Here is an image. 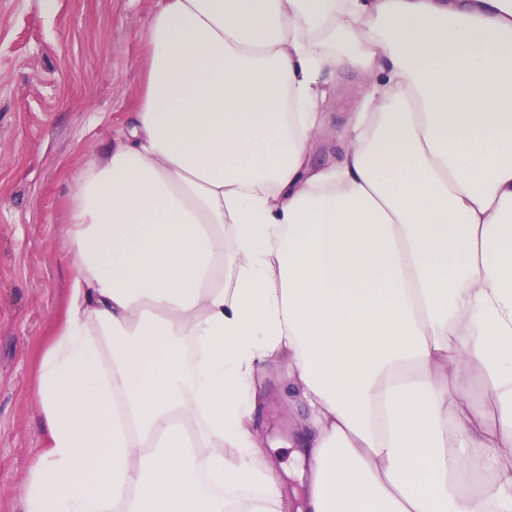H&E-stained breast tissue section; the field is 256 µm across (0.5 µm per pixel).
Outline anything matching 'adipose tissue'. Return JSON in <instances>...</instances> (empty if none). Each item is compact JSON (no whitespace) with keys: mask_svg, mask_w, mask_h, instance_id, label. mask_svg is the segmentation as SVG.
Returning a JSON list of instances; mask_svg holds the SVG:
<instances>
[{"mask_svg":"<svg viewBox=\"0 0 512 512\" xmlns=\"http://www.w3.org/2000/svg\"><path fill=\"white\" fill-rule=\"evenodd\" d=\"M146 30L70 196L24 512H284L253 428L281 360L306 512H512V0H159ZM325 78L333 87L334 95L322 110L325 112L326 137L320 141L313 157L315 164H324L335 158L337 143L346 132L345 116L347 112L356 110L365 93L361 75L354 68L326 75Z\"/></svg>","mask_w":512,"mask_h":512,"instance_id":"1","label":"adipose tissue"}]
</instances>
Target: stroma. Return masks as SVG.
I'll return each instance as SVG.
<instances>
[{"instance_id":"35a3bbf8","label":"stroma","mask_w":512,"mask_h":512,"mask_svg":"<svg viewBox=\"0 0 512 512\" xmlns=\"http://www.w3.org/2000/svg\"><path fill=\"white\" fill-rule=\"evenodd\" d=\"M157 0H0V512H23L19 490L41 452L32 395L44 344L69 297V194L121 136L145 69V20ZM326 135L314 163L332 161L345 116L365 87L347 68L328 75ZM270 366L258 420L263 450L301 499L288 443L302 416Z\"/></svg>"}]
</instances>
